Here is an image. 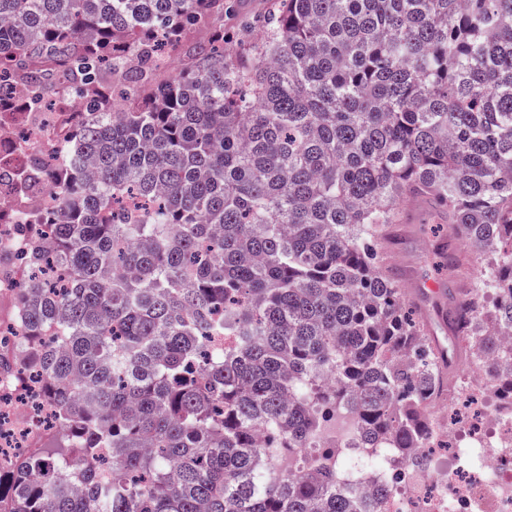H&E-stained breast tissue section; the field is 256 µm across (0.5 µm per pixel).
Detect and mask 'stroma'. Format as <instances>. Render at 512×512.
<instances>
[{"label":"stroma","mask_w":512,"mask_h":512,"mask_svg":"<svg viewBox=\"0 0 512 512\" xmlns=\"http://www.w3.org/2000/svg\"><path fill=\"white\" fill-rule=\"evenodd\" d=\"M401 221L389 225L381 248L385 270L399 282L415 318L423 322L433 343L452 357V372L468 370L470 345L451 339L445 314L474 287L485 268L483 256L471 248H460L458 236L445 213L424 199L404 203ZM459 248L463 258L461 275L448 277L436 267L437 254L447 247Z\"/></svg>","instance_id":"35a3bbf8"}]
</instances>
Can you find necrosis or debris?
I'll list each match as a JSON object with an SVG mask.
<instances>
[{"label": "necrosis or debris", "mask_w": 512, "mask_h": 512, "mask_svg": "<svg viewBox=\"0 0 512 512\" xmlns=\"http://www.w3.org/2000/svg\"><path fill=\"white\" fill-rule=\"evenodd\" d=\"M69 113H32L22 124L0 121V159L23 158L30 144L58 151L69 140ZM53 186H45L35 200L23 201L10 183L0 184V205L13 221L0 223V253L22 258L31 243L18 225L26 215L54 207ZM19 269L0 274V467L16 462L48 432L54 411L38 380L19 382L16 364L25 353L20 318ZM439 439L448 443V468L439 472L430 464L398 465L382 453L375 468L352 472L349 483L389 484L393 493L384 512H512V407L479 406L461 432L439 427Z\"/></svg>", "instance_id": "4bbe7bcc"}]
</instances>
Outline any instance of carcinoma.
I'll list each match as a JSON object with an SVG mask.
<instances>
[{
	"mask_svg": "<svg viewBox=\"0 0 512 512\" xmlns=\"http://www.w3.org/2000/svg\"><path fill=\"white\" fill-rule=\"evenodd\" d=\"M234 8L0 0V113L83 106L66 162L0 169L50 179L59 212L22 228L44 275L20 288L56 425L0 469V512H382L391 489L357 501L338 455L272 476L255 429L294 454L351 407L356 447L422 462L448 354L379 251L415 196L494 257L446 321L512 399V0H271L227 57ZM201 28L189 69L154 82Z\"/></svg>",
	"mask_w": 512,
	"mask_h": 512,
	"instance_id": "carcinoma-1",
	"label": "carcinoma"
}]
</instances>
